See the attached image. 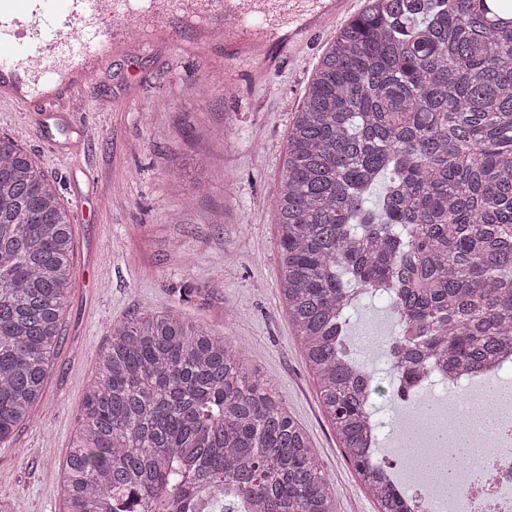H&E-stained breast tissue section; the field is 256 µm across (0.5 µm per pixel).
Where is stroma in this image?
<instances>
[{"instance_id": "stroma-1", "label": "stroma", "mask_w": 512, "mask_h": 512, "mask_svg": "<svg viewBox=\"0 0 512 512\" xmlns=\"http://www.w3.org/2000/svg\"><path fill=\"white\" fill-rule=\"evenodd\" d=\"M170 25L178 45L126 48L87 89V111L67 118V128L84 132L76 154L49 150L42 127L23 113L0 112V136L13 138L55 182L73 221L72 286L39 418L0 443V500L11 512H63L64 465L111 325L174 308L213 335L242 341L249 368L273 384L307 432L336 512H375L321 411L277 288L288 132L342 24L279 49L261 83L246 65L225 81L223 45L195 49L192 25L179 18ZM393 332L380 300L365 301L351 324L358 355L381 373L374 402L389 424L390 380L372 339Z\"/></svg>"}]
</instances>
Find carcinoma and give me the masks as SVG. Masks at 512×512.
Segmentation results:
<instances>
[{"label":"carcinoma","mask_w":512,"mask_h":512,"mask_svg":"<svg viewBox=\"0 0 512 512\" xmlns=\"http://www.w3.org/2000/svg\"><path fill=\"white\" fill-rule=\"evenodd\" d=\"M481 2L368 0L288 135L278 288L377 512L407 508L364 453L379 385L338 350L358 298L383 292L398 311L394 400L427 354L456 376L512 350V28H489ZM71 251L55 184L0 136V442L38 419ZM226 486L252 512H335L306 431L240 344L174 309L112 326L66 461L65 512H225Z\"/></svg>","instance_id":"1"}]
</instances>
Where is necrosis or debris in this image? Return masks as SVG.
Returning a JSON list of instances; mask_svg holds the SVG:
<instances>
[{"mask_svg": "<svg viewBox=\"0 0 512 512\" xmlns=\"http://www.w3.org/2000/svg\"><path fill=\"white\" fill-rule=\"evenodd\" d=\"M477 383L474 376L456 380L460 395L433 411L429 422L418 417L414 401L400 402L399 436L425 447L424 457H408L395 465L382 458L377 444L369 445L380 476L404 494L409 512H512V399L499 410L497 430L486 440V453L460 468L447 465L448 421Z\"/></svg>", "mask_w": 512, "mask_h": 512, "instance_id": "necrosis-or-debris-1", "label": "necrosis or debris"}]
</instances>
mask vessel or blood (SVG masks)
I'll return each mask as SVG.
<instances>
[{"label": "vessel or blood", "instance_id": "vessel-or-blood-1", "mask_svg": "<svg viewBox=\"0 0 512 512\" xmlns=\"http://www.w3.org/2000/svg\"><path fill=\"white\" fill-rule=\"evenodd\" d=\"M353 0H305L302 10L284 14L287 33H271L260 18L283 0H0V104L33 117L46 128L55 151L73 149L48 130L59 113L79 105L91 75L126 48L127 21L159 35L170 15L198 21L200 31L222 41L225 65L275 63L271 42L290 47L349 13Z\"/></svg>", "mask_w": 512, "mask_h": 512}]
</instances>
